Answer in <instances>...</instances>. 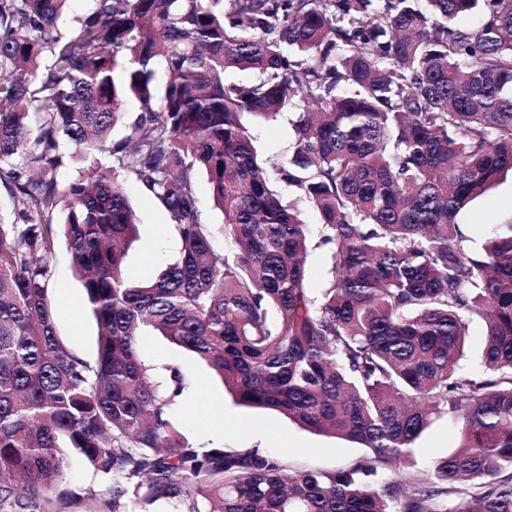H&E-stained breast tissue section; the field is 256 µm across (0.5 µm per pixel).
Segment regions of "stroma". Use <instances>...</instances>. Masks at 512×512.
I'll list each match as a JSON object with an SVG mask.
<instances>
[{"mask_svg": "<svg viewBox=\"0 0 512 512\" xmlns=\"http://www.w3.org/2000/svg\"><path fill=\"white\" fill-rule=\"evenodd\" d=\"M252 130L259 152L279 161L291 156L296 136L288 117L271 122L253 120ZM122 187L139 222V237L129 249L126 268L133 278L148 280L176 259L180 243L168 213L155 199L131 182H123ZM456 222L475 245L484 241L490 225L512 223V175L473 200ZM53 264L56 278L50 299L56 309L58 334L77 354L95 360L96 323L87 310L85 293L72 273L65 247H58ZM140 353L148 364L177 368L187 378L189 388L182 403L171 409L170 418L196 445L284 452L295 469L345 468L365 453L356 443L314 433L276 412L237 404L203 361L163 337H142ZM458 440L456 422L447 415H435L414 445L418 469H429L437 458L455 448ZM104 485L85 464L76 463L66 483L71 498L64 512H87L91 496L101 493Z\"/></svg>", "mask_w": 512, "mask_h": 512, "instance_id": "obj_1", "label": "stroma"}]
</instances>
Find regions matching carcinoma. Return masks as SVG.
I'll return each instance as SVG.
<instances>
[{"label":"carcinoma","instance_id":"cac0c4a2","mask_svg":"<svg viewBox=\"0 0 512 512\" xmlns=\"http://www.w3.org/2000/svg\"><path fill=\"white\" fill-rule=\"evenodd\" d=\"M67 2L0 0V192L17 205L0 218V512H59L76 458L108 482L89 512H512V224L474 248L456 223L512 171V0H90L71 31ZM475 9V26L451 24ZM247 114L292 115L277 175L317 230L273 188ZM64 146L84 166L62 183ZM202 174L221 224L202 220ZM121 178L181 244L152 280L126 275L138 224ZM61 243L93 362L56 328ZM473 316L484 372L466 377ZM149 329L238 404L366 455L294 470L194 445L169 418L184 377L140 355ZM434 413L460 442L409 474ZM309 270V288L314 292L322 288L324 278L330 268V255L325 249L313 251L307 260Z\"/></svg>","mask_w":512,"mask_h":512}]
</instances>
